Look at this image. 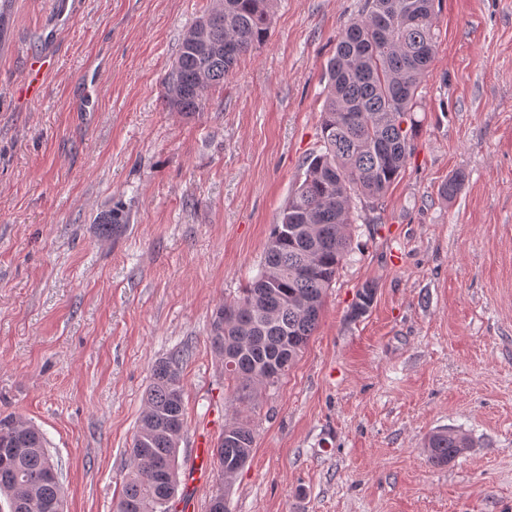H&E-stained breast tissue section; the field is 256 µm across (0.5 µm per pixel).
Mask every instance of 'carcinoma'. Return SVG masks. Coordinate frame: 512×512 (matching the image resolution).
<instances>
[{
  "label": "carcinoma",
  "instance_id": "cac0c4a2",
  "mask_svg": "<svg viewBox=\"0 0 512 512\" xmlns=\"http://www.w3.org/2000/svg\"><path fill=\"white\" fill-rule=\"evenodd\" d=\"M270 2L218 0L201 16L220 21L201 44L183 37L163 81L168 111H203L207 89L224 83L240 57L267 40ZM435 29L434 0H367L338 34L323 73L322 149L307 161L304 179L272 227L261 273L211 323V346L237 384L239 403L277 383L313 336L324 294L352 250L354 200L379 199L400 175L416 134L418 89L435 55ZM126 222L118 209L95 218L103 237L123 231ZM374 295L372 286L361 288L352 316L366 313ZM187 356L178 349L152 369L116 512H172L185 428L179 368ZM254 446L249 426L224 424L212 449L222 482L234 481ZM467 447V436L454 428L432 433L425 444L438 466ZM48 457L38 428L19 417L0 418V496L10 512H63L61 473L49 472Z\"/></svg>",
  "mask_w": 512,
  "mask_h": 512
}]
</instances>
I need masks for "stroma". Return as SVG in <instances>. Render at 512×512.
I'll use <instances>...</instances> for the list:
<instances>
[{
  "label": "stroma",
  "instance_id": "35a3bbf8",
  "mask_svg": "<svg viewBox=\"0 0 512 512\" xmlns=\"http://www.w3.org/2000/svg\"><path fill=\"white\" fill-rule=\"evenodd\" d=\"M365 0H272L269 35L204 111L162 104L213 0H14L0 49V414L41 428L64 512H114L153 365L180 347L178 504L208 512H512V0H435L419 133L360 204L352 252L287 375L233 411L210 343L320 149L322 76ZM51 52L39 102L31 57ZM454 197L441 193L456 173ZM120 208L126 229L97 233ZM368 312L351 317L363 285ZM255 435L230 486L200 440ZM451 427L469 449L431 464ZM469 448L467 436L454 428L432 433L425 444L428 459L434 465L442 466L455 460Z\"/></svg>",
  "mask_w": 512,
  "mask_h": 512
}]
</instances>
